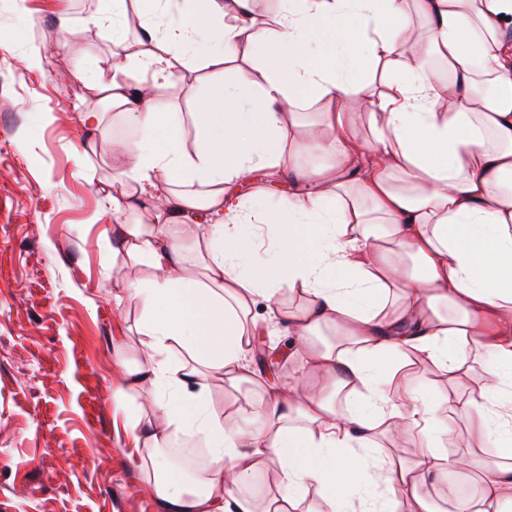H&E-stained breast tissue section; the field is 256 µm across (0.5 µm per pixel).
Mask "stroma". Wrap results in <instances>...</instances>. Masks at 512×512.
<instances>
[{"label": "stroma", "instance_id": "1", "mask_svg": "<svg viewBox=\"0 0 512 512\" xmlns=\"http://www.w3.org/2000/svg\"><path fill=\"white\" fill-rule=\"evenodd\" d=\"M46 16L28 30L15 0H0V512H155L153 485L131 459L127 412L157 417L147 387L119 408L123 360L141 358L140 311L118 303L129 266L105 238L120 220L108 159L125 146L122 118L71 78L81 61L119 62L117 48L85 28L99 0H71L60 34L54 0H28ZM66 37L68 49L55 43ZM43 71L29 70L32 46ZM100 112L111 133L96 138L93 172L75 154L84 143L78 111ZM436 404L478 393L471 370L448 386L429 363L411 368Z\"/></svg>", "mask_w": 512, "mask_h": 512}]
</instances>
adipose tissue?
I'll list each match as a JSON object with an SVG mask.
<instances>
[{
    "instance_id": "adipose-tissue-1",
    "label": "adipose tissue",
    "mask_w": 512,
    "mask_h": 512,
    "mask_svg": "<svg viewBox=\"0 0 512 512\" xmlns=\"http://www.w3.org/2000/svg\"><path fill=\"white\" fill-rule=\"evenodd\" d=\"M104 2L84 24L123 62L72 77L138 132L109 167L126 188L112 249L149 272L123 288L143 357L112 398L157 395L159 419H126L138 467L164 474L157 512H294L310 494L317 512H432L423 478L459 471L482 489L454 512H512V0H277L269 28L254 0H138L167 22L131 44L127 0ZM196 61L210 74L186 86V116L164 91ZM276 175L293 189L272 204ZM265 231L274 255L257 263ZM283 293L299 299L271 310L293 374L270 384L249 361L252 309ZM484 356L481 391L445 409L500 463L440 452L408 370L415 357L453 384ZM410 431L422 446L406 462L386 443ZM180 433L208 455L192 480L161 454ZM267 465L281 490L259 496Z\"/></svg>"
}]
</instances>
